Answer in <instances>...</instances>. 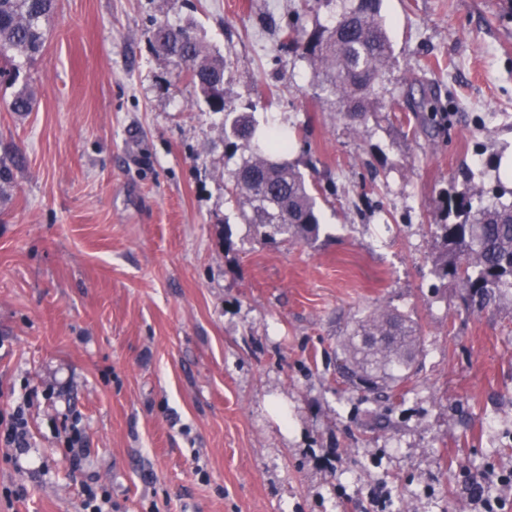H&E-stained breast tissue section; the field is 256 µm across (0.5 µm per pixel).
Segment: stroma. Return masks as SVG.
Wrapping results in <instances>:
<instances>
[{"instance_id": "1", "label": "stroma", "mask_w": 512, "mask_h": 512, "mask_svg": "<svg viewBox=\"0 0 512 512\" xmlns=\"http://www.w3.org/2000/svg\"><path fill=\"white\" fill-rule=\"evenodd\" d=\"M341 10L57 0L42 52L0 79V413L29 404L0 512H79L86 482L114 512H473L466 479L512 469V295L466 309L427 232L461 166L512 189V0H382L396 59L356 120L285 39ZM188 21L224 59L226 110L287 133L325 187L314 244L239 222L222 118L154 48L157 24ZM415 80L446 133L395 116ZM376 308L421 330L395 403L337 370Z\"/></svg>"}]
</instances>
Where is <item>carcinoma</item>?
<instances>
[{
  "instance_id": "1",
  "label": "carcinoma",
  "mask_w": 512,
  "mask_h": 512,
  "mask_svg": "<svg viewBox=\"0 0 512 512\" xmlns=\"http://www.w3.org/2000/svg\"><path fill=\"white\" fill-rule=\"evenodd\" d=\"M56 0H0V60L14 65L15 57H31L45 43V21ZM289 41L318 66L322 91L339 96L343 111L356 119L370 111L375 87L394 58V47L381 15L380 0H343L341 13L330 26L307 38L291 29ZM157 51L182 61L181 73L196 86L209 111L224 114V144L239 163L231 172V194L239 196L238 219L254 226L267 243L291 236L312 244L321 228L318 199L323 188L311 185L288 161V135L271 132L255 142L254 113L224 111V59L210 54L197 34L181 25L159 24L154 31ZM405 103L415 120L414 132L435 134L439 108L425 86L409 85ZM462 184L440 197L442 222L428 225L435 242L432 265L441 279H454L465 288L467 306L481 309L512 293V203L493 200L472 185ZM416 325L395 311L373 312L357 321L343 343L341 376L354 388L388 400L416 375Z\"/></svg>"
}]
</instances>
